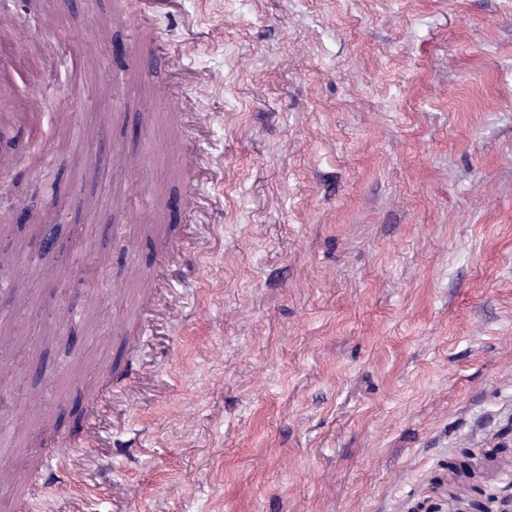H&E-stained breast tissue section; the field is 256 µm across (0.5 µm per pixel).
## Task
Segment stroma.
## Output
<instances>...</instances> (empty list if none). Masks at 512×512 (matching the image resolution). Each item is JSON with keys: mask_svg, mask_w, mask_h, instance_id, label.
<instances>
[{"mask_svg": "<svg viewBox=\"0 0 512 512\" xmlns=\"http://www.w3.org/2000/svg\"><path fill=\"white\" fill-rule=\"evenodd\" d=\"M0 0L46 27L33 147L0 178V512L55 444L81 495L37 512H499L512 497V0ZM140 68L114 79L112 50ZM205 125H192L193 113ZM141 162L149 215L126 192ZM202 205L187 216L186 166ZM122 227L111 236L108 223ZM195 243L162 268V245ZM105 247L91 266L85 245ZM155 314L141 322L130 308ZM135 372L134 406L101 402Z\"/></svg>", "mask_w": 512, "mask_h": 512, "instance_id": "stroma-1", "label": "stroma"}]
</instances>
